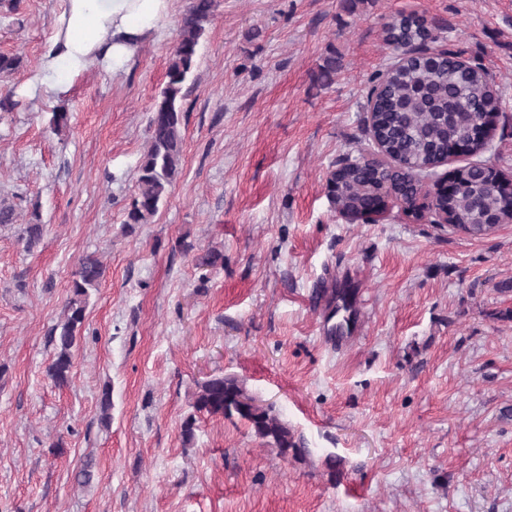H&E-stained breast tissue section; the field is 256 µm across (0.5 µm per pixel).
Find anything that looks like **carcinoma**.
Here are the masks:
<instances>
[{"mask_svg":"<svg viewBox=\"0 0 512 512\" xmlns=\"http://www.w3.org/2000/svg\"><path fill=\"white\" fill-rule=\"evenodd\" d=\"M214 9L215 0H191L183 17L166 82L154 98L148 146L139 158L135 193L125 212L124 224L129 227L151 223L179 173L183 100ZM383 40L399 54L412 50L414 55L390 65L378 76L368 97L370 136L391 165L377 167L358 159L339 165L328 178L333 184V209L350 221L378 207L379 178L389 179L396 195L411 203L417 194L414 166L440 161L453 142H467L474 153H482L485 133L477 120L500 108L498 92L483 69L463 65L446 51L430 58L420 54L436 43L438 36L417 15L394 16L384 25ZM434 208L447 216L448 225L466 227L500 213L502 200L492 174L484 164L476 163L465 168L454 190L435 199ZM42 236L39 223L26 224L21 230L28 249ZM103 276L104 267L93 254L83 256L73 274L63 320L53 330L55 354L47 367L48 376L60 387L69 383L72 350L85 321L89 290L97 287ZM245 397L247 390L239 380L211 377L198 384L192 407L210 416L237 417L284 457L302 459L309 453L275 408L253 411L240 403Z\"/></svg>","mask_w":512,"mask_h":512,"instance_id":"carcinoma-1","label":"carcinoma"}]
</instances>
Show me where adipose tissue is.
<instances>
[{"mask_svg": "<svg viewBox=\"0 0 512 512\" xmlns=\"http://www.w3.org/2000/svg\"><path fill=\"white\" fill-rule=\"evenodd\" d=\"M174 0H65L44 52L35 88L59 92L74 76L98 63L124 70L143 43L157 34Z\"/></svg>", "mask_w": 512, "mask_h": 512, "instance_id": "adipose-tissue-1", "label": "adipose tissue"}]
</instances>
